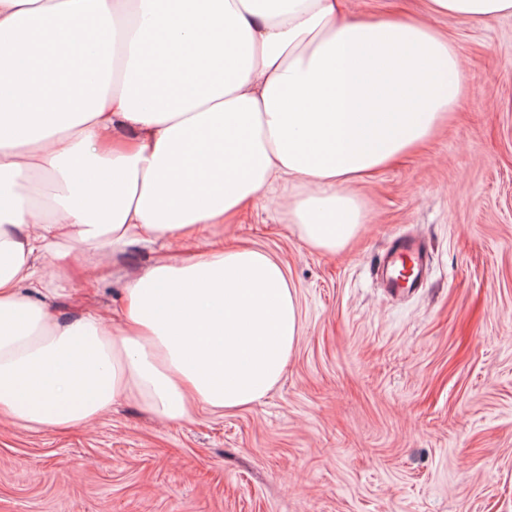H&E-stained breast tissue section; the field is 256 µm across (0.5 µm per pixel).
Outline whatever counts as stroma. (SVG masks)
<instances>
[{"mask_svg": "<svg viewBox=\"0 0 512 512\" xmlns=\"http://www.w3.org/2000/svg\"><path fill=\"white\" fill-rule=\"evenodd\" d=\"M433 24L466 92L421 148L355 185L357 240L313 249L260 203L224 228L295 288L280 383L183 422L133 402L68 431L0 418V512H512V15ZM406 237L425 267L395 293L377 264ZM215 239L136 245L99 272L75 255L52 311L107 315L129 278Z\"/></svg>", "mask_w": 512, "mask_h": 512, "instance_id": "35a3bbf8", "label": "stroma"}]
</instances>
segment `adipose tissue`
I'll return each mask as SVG.
<instances>
[{
  "instance_id": "ef3b65f1",
  "label": "adipose tissue",
  "mask_w": 512,
  "mask_h": 512,
  "mask_svg": "<svg viewBox=\"0 0 512 512\" xmlns=\"http://www.w3.org/2000/svg\"><path fill=\"white\" fill-rule=\"evenodd\" d=\"M432 15L512 0H429ZM0 415L92 423L133 398L156 419L252 407L301 329L283 267L252 248L164 261L125 286L119 319L59 321L74 251L115 255L231 223L291 190L311 247L368 221L351 192L424 142L465 91L428 18L347 17L344 0H0ZM109 57L110 86L86 71ZM39 296H32V289Z\"/></svg>"
}]
</instances>
